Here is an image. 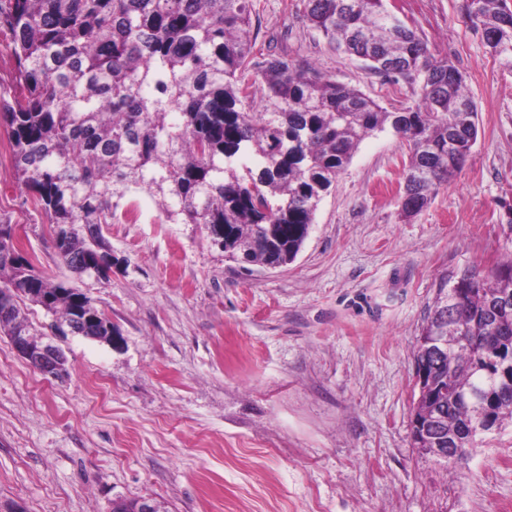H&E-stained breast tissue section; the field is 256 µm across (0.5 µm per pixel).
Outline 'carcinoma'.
<instances>
[{"label":"carcinoma","mask_w":512,"mask_h":512,"mask_svg":"<svg viewBox=\"0 0 512 512\" xmlns=\"http://www.w3.org/2000/svg\"><path fill=\"white\" fill-rule=\"evenodd\" d=\"M254 0H0L17 71L3 104L17 183L53 225L54 248L80 276L109 278L101 225L145 193L168 224H201L234 260L293 262L316 210L360 142L387 129L410 146L400 215L425 208L457 172L478 134L465 78L434 62L423 33L384 0H305L309 27L368 70L413 83L390 112L361 91L288 55L252 51ZM472 27L512 66L507 0H468ZM52 283L0 224V290ZM448 340L433 357L429 341ZM425 384L413 403L415 448H460L462 467L487 436L512 427V257L485 272L444 274L415 354Z\"/></svg>","instance_id":"carcinoma-1"}]
</instances>
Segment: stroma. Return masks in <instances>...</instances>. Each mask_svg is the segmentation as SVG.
Instances as JSON below:
<instances>
[{"mask_svg": "<svg viewBox=\"0 0 512 512\" xmlns=\"http://www.w3.org/2000/svg\"><path fill=\"white\" fill-rule=\"evenodd\" d=\"M432 57L466 76L479 134L430 204L400 218L408 143L366 137L315 214L296 260H225L200 224L102 227L109 279L77 276L0 165V222L36 272L84 293L116 346L71 333L29 300L32 333L69 372L41 375L0 330V512H512V428L452 472L410 443L415 349L443 273L512 253V68L467 0H391ZM255 49L304 59L387 110L412 91L311 30L303 0H258Z\"/></svg>", "mask_w": 512, "mask_h": 512, "instance_id": "stroma-1", "label": "stroma"}]
</instances>
